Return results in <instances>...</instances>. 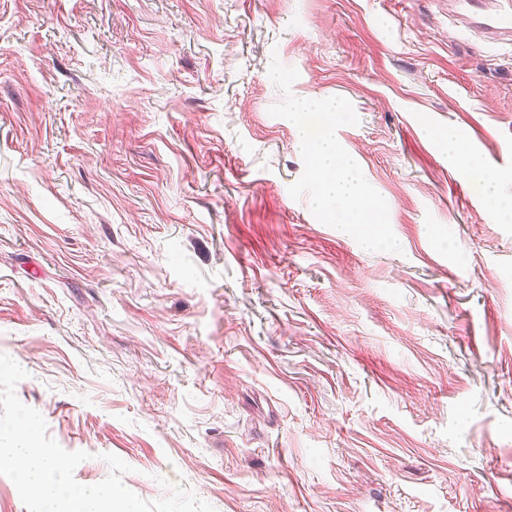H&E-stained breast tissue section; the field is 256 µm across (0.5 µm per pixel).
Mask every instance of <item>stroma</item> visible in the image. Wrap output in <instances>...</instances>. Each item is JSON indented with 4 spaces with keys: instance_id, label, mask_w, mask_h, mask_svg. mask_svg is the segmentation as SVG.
<instances>
[{
    "instance_id": "stroma-1",
    "label": "stroma",
    "mask_w": 512,
    "mask_h": 512,
    "mask_svg": "<svg viewBox=\"0 0 512 512\" xmlns=\"http://www.w3.org/2000/svg\"><path fill=\"white\" fill-rule=\"evenodd\" d=\"M456 0H0V354L77 482L214 512H512V45ZM296 97L400 252L289 187ZM438 135L448 148V160L454 165H460L487 196L491 220L497 221L504 210L511 212L512 197L504 199L499 189L498 176L485 167L478 155L465 149L462 137L452 130L440 131Z\"/></svg>"
}]
</instances>
